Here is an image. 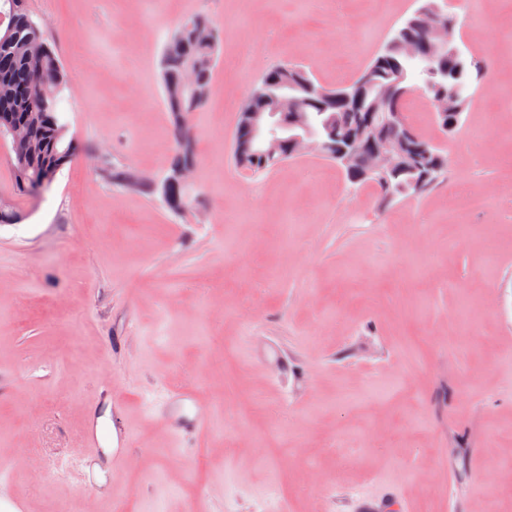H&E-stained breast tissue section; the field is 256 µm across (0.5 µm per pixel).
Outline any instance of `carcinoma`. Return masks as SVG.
Wrapping results in <instances>:
<instances>
[{
    "label": "carcinoma",
    "mask_w": 512,
    "mask_h": 512,
    "mask_svg": "<svg viewBox=\"0 0 512 512\" xmlns=\"http://www.w3.org/2000/svg\"><path fill=\"white\" fill-rule=\"evenodd\" d=\"M27 0H0V131L6 133L11 128L20 130L21 138L12 148L13 190L18 194L32 193L43 181L50 179L55 168L58 154L74 156L77 145L69 131L63 129L65 122L57 119L61 112L64 91L70 88L73 76L63 66L54 46L48 41L43 29L32 30L24 27V18L29 15ZM212 24L204 13H196L177 24L169 33L164 44L160 60V82L163 101L170 120L173 139V153L168 166L180 161V137L189 127L177 116L179 112L188 113V122H193L194 113L201 111L208 103L210 87L218 63L221 40L205 43L192 35L187 28L189 22ZM193 61L198 64V77L202 85L200 97L191 102L188 91L181 81L184 64ZM403 64V58L397 49L380 52L366 67L364 72L348 85L330 88L328 92L336 96L332 112L336 115L337 125L327 131V137L334 139L346 130L360 124L364 111L353 108L344 101L360 83H372L377 87L387 86L393 81L392 71ZM34 68L43 71V80L39 84L30 81L29 74ZM488 66L473 60L460 72V82L467 86L480 83L487 76ZM422 85L408 86L407 92L395 98L390 110L405 112V101L414 89L426 96L434 93L435 83L425 75H420ZM292 85V90L301 98L307 97L310 86L323 87V84L303 67L294 63L278 64L268 69L261 77L254 91L263 95L274 93L283 84ZM251 104L245 99L239 120L234 131L232 156L235 166L243 173L256 175L270 172L279 164L272 160L266 162L254 160L249 154L238 149V140L245 135L246 112ZM415 147L419 150L421 161L427 155L444 154L433 141L418 135ZM444 170L427 180H419L414 174L400 172L390 178L389 188H383L379 181L370 187L379 201L408 198L426 193L438 182Z\"/></svg>",
    "instance_id": "cac0c4a2"
}]
</instances>
